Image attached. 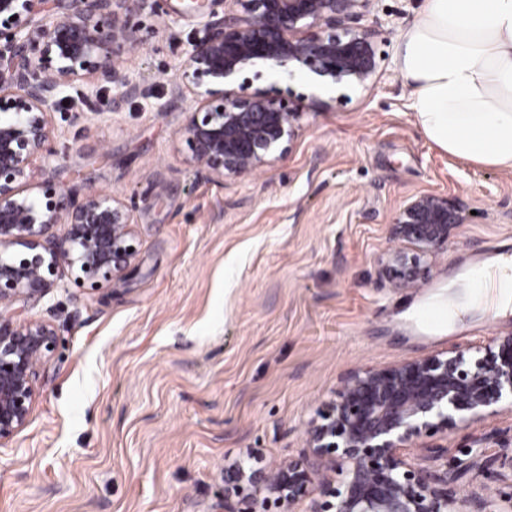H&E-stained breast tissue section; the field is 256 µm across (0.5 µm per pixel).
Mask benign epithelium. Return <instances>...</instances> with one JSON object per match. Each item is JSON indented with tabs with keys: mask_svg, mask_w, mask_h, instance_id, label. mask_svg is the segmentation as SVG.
<instances>
[{
	"mask_svg": "<svg viewBox=\"0 0 512 512\" xmlns=\"http://www.w3.org/2000/svg\"><path fill=\"white\" fill-rule=\"evenodd\" d=\"M206 25L171 81L195 107L180 137L187 162L211 179L254 172L289 151L299 119L289 99L234 85L258 62L310 74L336 88L364 85L377 70L373 0H229ZM149 0H0V303L34 308L67 273L95 292L121 280L135 260L136 233L123 202L90 191L34 182V162L51 154V114L76 93L96 114L148 97L130 78L124 56L141 44L133 16ZM101 84L117 90L98 95ZM461 203L429 193L408 199L391 218L382 271L415 284L424 263L448 247L465 223ZM62 226V234L53 232ZM17 247L16 253L8 251ZM58 332L42 318L0 314V443L30 420L37 383ZM512 409V334L473 353L449 350L391 367L347 372L335 397L308 422L298 459L267 469L254 455L232 465L224 500L237 512H512V496L460 498L451 478L418 463V441L477 425Z\"/></svg>",
	"mask_w": 512,
	"mask_h": 512,
	"instance_id": "1",
	"label": "benign epithelium"
}]
</instances>
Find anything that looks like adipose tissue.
<instances>
[{"label": "adipose tissue", "instance_id": "adipose-tissue-1", "mask_svg": "<svg viewBox=\"0 0 512 512\" xmlns=\"http://www.w3.org/2000/svg\"><path fill=\"white\" fill-rule=\"evenodd\" d=\"M397 66L423 135L448 155L512 170V0H424L399 36ZM465 301L439 299L444 325L512 309V255L495 258Z\"/></svg>", "mask_w": 512, "mask_h": 512}]
</instances>
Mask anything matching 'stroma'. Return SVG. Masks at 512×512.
I'll use <instances>...</instances> for the list:
<instances>
[{
	"label": "stroma",
	"mask_w": 512,
	"mask_h": 512,
	"mask_svg": "<svg viewBox=\"0 0 512 512\" xmlns=\"http://www.w3.org/2000/svg\"><path fill=\"white\" fill-rule=\"evenodd\" d=\"M423 0H374L380 66L332 100L307 79L288 153L223 181L190 167L179 131L191 97L169 81L224 0L203 11H143L125 65L149 91L120 111L71 106L51 119L52 155L34 180L106 192L128 207L138 255L122 281L53 289L35 315L58 330L29 424L0 444V512H236L224 472L253 452L275 467L298 457L307 424L349 370L383 368L512 333V317L476 313L431 333L401 314L447 292L491 248L512 254V171L439 150L416 125L397 68L399 36ZM437 193L468 213L413 287L381 261L398 248L392 214ZM458 496L512 492V411L431 438Z\"/></svg>",
	"instance_id": "obj_1"
}]
</instances>
